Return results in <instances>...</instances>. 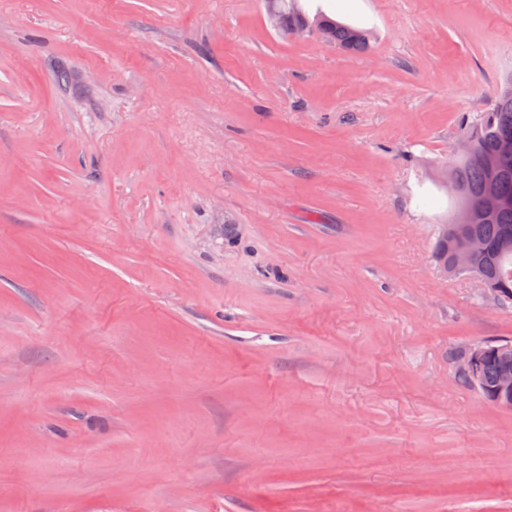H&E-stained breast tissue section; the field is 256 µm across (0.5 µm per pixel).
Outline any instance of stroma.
I'll return each instance as SVG.
<instances>
[{"instance_id": "stroma-1", "label": "stroma", "mask_w": 512, "mask_h": 512, "mask_svg": "<svg viewBox=\"0 0 512 512\" xmlns=\"http://www.w3.org/2000/svg\"><path fill=\"white\" fill-rule=\"evenodd\" d=\"M0 0V512H512L442 278L512 0ZM67 80H60L59 72ZM266 6L273 9L278 16L279 28L291 33L294 28L306 24V19L296 0H267ZM319 34L339 49L350 53H364L372 45V35L368 30L321 17L316 23Z\"/></svg>"}]
</instances>
